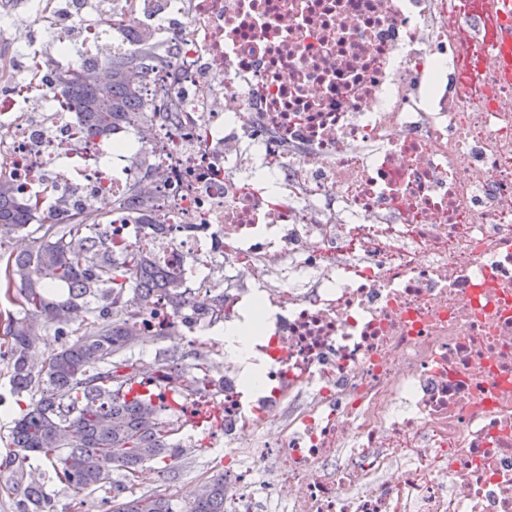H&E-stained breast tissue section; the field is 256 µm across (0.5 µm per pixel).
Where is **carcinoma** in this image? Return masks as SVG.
<instances>
[{"instance_id": "cac0c4a2", "label": "carcinoma", "mask_w": 512, "mask_h": 512, "mask_svg": "<svg viewBox=\"0 0 512 512\" xmlns=\"http://www.w3.org/2000/svg\"><path fill=\"white\" fill-rule=\"evenodd\" d=\"M173 49L160 53L143 33L136 45L99 63L67 69L57 77L65 104L81 114L82 132L107 138L121 127L140 124L145 102L134 80L141 71L167 70ZM110 213L106 202L89 211L63 204L60 213H41L0 177V245L25 232L28 247L6 257V291H15L20 311L5 326L13 394L33 393L31 408L14 422L17 453L5 468L22 496V512H57L43 483L27 476L25 463L45 458L56 478L74 495L103 493L108 512H224V473L201 484L183 505L162 494L124 498L125 481L146 464L177 461L186 449L167 437L149 383L164 374H146L127 352L137 346L139 302L160 293L173 311L186 302L181 283L155 267L148 252L117 248L94 229ZM83 313L69 331L70 315ZM70 336L45 357L32 356L35 328Z\"/></svg>"}]
</instances>
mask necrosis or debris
Returning <instances> with one entry per match:
<instances>
[{
  "mask_svg": "<svg viewBox=\"0 0 512 512\" xmlns=\"http://www.w3.org/2000/svg\"><path fill=\"white\" fill-rule=\"evenodd\" d=\"M458 11L38 0L39 40L0 12V74L38 79L0 90V176L47 213L113 202V245L209 289L176 315L150 299L142 335L205 348L263 306L253 382L215 351L201 391L156 399L213 450L224 512H512V81L461 79ZM144 30L178 46L144 81L145 132L86 137L58 74ZM134 184L150 212L123 206Z\"/></svg>",
  "mask_w": 512,
  "mask_h": 512,
  "instance_id": "necrosis-or-debris-1",
  "label": "necrosis or debris"
}]
</instances>
